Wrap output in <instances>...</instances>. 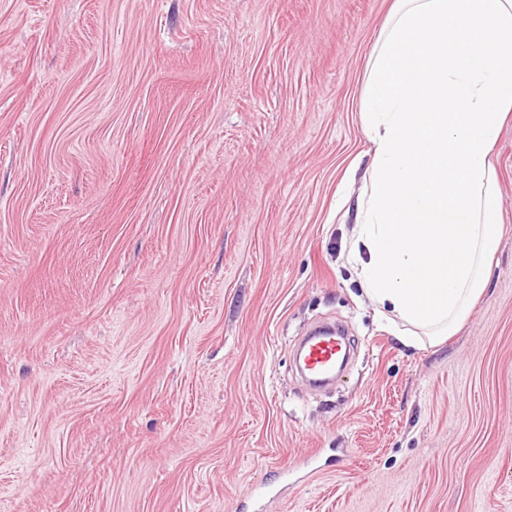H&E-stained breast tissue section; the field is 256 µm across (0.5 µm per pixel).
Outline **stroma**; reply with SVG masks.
Returning a JSON list of instances; mask_svg holds the SVG:
<instances>
[{"instance_id": "obj_1", "label": "stroma", "mask_w": 512, "mask_h": 512, "mask_svg": "<svg viewBox=\"0 0 512 512\" xmlns=\"http://www.w3.org/2000/svg\"><path fill=\"white\" fill-rule=\"evenodd\" d=\"M391 5L0 0V512H512V121L453 336L347 262ZM343 340L336 336L332 328H322L305 338L302 344L303 362L310 382L323 385L320 381L336 372V365L343 354Z\"/></svg>"}]
</instances>
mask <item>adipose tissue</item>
<instances>
[{"label": "adipose tissue", "instance_id": "ef3b65f1", "mask_svg": "<svg viewBox=\"0 0 512 512\" xmlns=\"http://www.w3.org/2000/svg\"><path fill=\"white\" fill-rule=\"evenodd\" d=\"M375 146L356 216L362 291L442 343L482 295L500 231L492 152L512 113V0H395L365 92Z\"/></svg>", "mask_w": 512, "mask_h": 512}]
</instances>
